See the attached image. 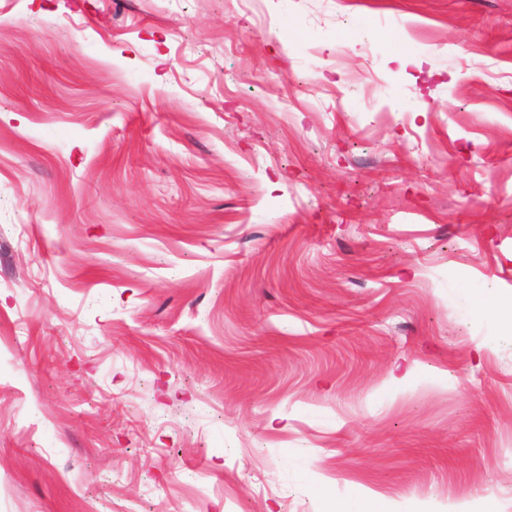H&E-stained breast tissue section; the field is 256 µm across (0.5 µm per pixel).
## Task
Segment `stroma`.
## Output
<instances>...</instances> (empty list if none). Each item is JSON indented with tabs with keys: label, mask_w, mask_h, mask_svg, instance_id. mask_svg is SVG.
Returning a JSON list of instances; mask_svg holds the SVG:
<instances>
[{
	"label": "stroma",
	"mask_w": 512,
	"mask_h": 512,
	"mask_svg": "<svg viewBox=\"0 0 512 512\" xmlns=\"http://www.w3.org/2000/svg\"><path fill=\"white\" fill-rule=\"evenodd\" d=\"M509 312L512 0H0V512H512Z\"/></svg>",
	"instance_id": "35a3bbf8"
}]
</instances>
